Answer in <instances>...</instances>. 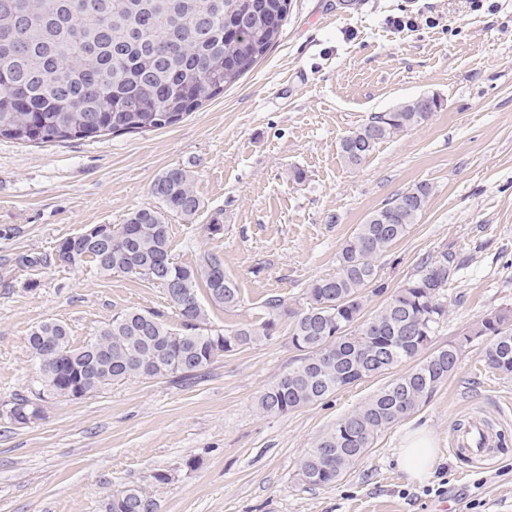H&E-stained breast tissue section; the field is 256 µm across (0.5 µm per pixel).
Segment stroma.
<instances>
[{"instance_id": "obj_1", "label": "stroma", "mask_w": 512, "mask_h": 512, "mask_svg": "<svg viewBox=\"0 0 512 512\" xmlns=\"http://www.w3.org/2000/svg\"><path fill=\"white\" fill-rule=\"evenodd\" d=\"M408 16L411 29L390 21ZM442 107L379 143L360 165L340 142L380 112L421 95ZM186 166L204 203L193 222L169 217L172 255L185 265L221 257L239 289L208 305V326L269 318L309 284L396 193H432L407 234L377 260L387 302L446 251L462 267L431 345H458L455 371L404 421L380 433L337 483L309 487L301 459L387 376L359 381L281 415L255 400L299 357L288 321L275 335L217 359L197 378H131L48 404L44 419H0V512H106L112 494L145 488L157 512H512V378L485 362L488 337L463 343L489 312L512 310V0H291L282 37L236 84L175 125L40 146L0 139V402L38 374L27 337L68 326L79 345L127 309L176 316L163 287L57 262L64 238L157 207L153 181ZM38 265H29V258ZM489 419L501 452L488 462L451 453L458 421ZM423 427L438 455L430 478L406 481L394 454ZM169 474L167 483L152 479Z\"/></svg>"}]
</instances>
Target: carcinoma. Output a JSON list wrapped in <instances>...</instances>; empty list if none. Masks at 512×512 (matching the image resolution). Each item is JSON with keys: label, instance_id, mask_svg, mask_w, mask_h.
<instances>
[{"label": "carcinoma", "instance_id": "obj_1", "mask_svg": "<svg viewBox=\"0 0 512 512\" xmlns=\"http://www.w3.org/2000/svg\"><path fill=\"white\" fill-rule=\"evenodd\" d=\"M290 0H0V137L40 145L159 130L180 121L248 72L282 35ZM433 96L379 113L349 132L341 152L361 164L381 141L419 126L441 109ZM192 171L175 166L152 183L160 207L132 212L108 240L73 243L71 262L88 259L102 274L134 277L165 288L179 318L127 310L76 347L68 327L45 322L31 330L37 380L0 404L16 425L44 416L48 401L80 398L130 378L197 376L215 359L271 338L276 317L289 320L297 363L260 393L257 409L282 414L314 405L344 387L413 366L394 377L331 431L319 436L299 465L311 487L331 486L371 447L379 433L405 420L455 370L459 345L429 350L448 310L445 290L455 256L423 259L420 270L375 313L364 315L367 290L378 282L376 259L403 237L431 194L427 183L397 193L357 225L337 255L336 273L313 281L305 305L275 297L271 317L231 330L208 328L209 303L233 306L239 288L221 258L206 253L195 266L176 262L166 216L187 221L203 208ZM181 289L179 299L170 284ZM488 336L486 360L512 376V312L486 315L470 332ZM140 487L112 495L108 512H155Z\"/></svg>", "mask_w": 512, "mask_h": 512}]
</instances>
